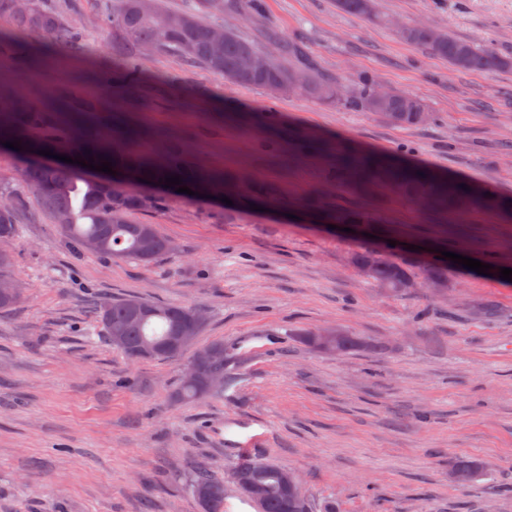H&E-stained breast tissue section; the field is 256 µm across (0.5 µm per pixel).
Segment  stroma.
Here are the masks:
<instances>
[{"label": "stroma", "instance_id": "35a3bbf8", "mask_svg": "<svg viewBox=\"0 0 512 512\" xmlns=\"http://www.w3.org/2000/svg\"><path fill=\"white\" fill-rule=\"evenodd\" d=\"M70 6L77 48L44 46L0 17L1 35L42 58L26 68L0 53V90L91 102L109 123L151 131L144 149L188 145L208 167L278 194L256 211L138 186L148 204L130 220L172 245L147 267L75 254L0 146V187L25 199L10 246L23 298L0 313V512H201L188 486L201 466L223 478L224 512H257L231 480L246 455L292 472L310 512H512V282L455 265L445 288L388 293L352 262L383 233L395 243L388 258L414 272L454 248L512 266V218L478 206L436 214L379 189L362 201L331 181L329 158L297 148L314 136L349 142L512 197V68L458 70L392 27L424 22L512 57V0H376L375 21L336 0L209 16L261 48L272 35L298 43L349 89L371 78L423 99L433 118L419 127L233 82L177 55L145 57L129 101L101 80L124 63L103 0ZM313 194L373 221L328 228L305 206ZM132 295L203 312L197 344L223 342L222 389L176 401L189 355L132 362L112 347L96 307ZM330 326L382 347L327 353L293 335ZM461 457L482 464L479 485L449 481Z\"/></svg>", "mask_w": 512, "mask_h": 512}]
</instances>
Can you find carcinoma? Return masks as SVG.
<instances>
[{"instance_id":"obj_1","label":"carcinoma","mask_w":512,"mask_h":512,"mask_svg":"<svg viewBox=\"0 0 512 512\" xmlns=\"http://www.w3.org/2000/svg\"><path fill=\"white\" fill-rule=\"evenodd\" d=\"M231 11L229 0H200V9L187 8L172 11L162 5V0H105L102 20L112 26V38L118 51L124 53L121 68L105 76L107 85L119 82L128 95L137 97L143 86V76L136 61L149 54L155 57L177 54L191 63L202 64L211 71L243 84L266 88L273 92L300 89L309 96L327 103H349L367 112H374L397 126H422L430 120L428 105L413 96L387 92L381 99L374 96L373 82L364 81L355 95H348L344 86L319 74L306 59L299 47L279 36L269 42L272 51L264 53L250 39L235 28L224 26V42L220 53H215L213 30L201 13L224 14ZM0 15L10 16L17 29L32 33L49 43L65 47L81 42L78 28L66 21L62 14L40 5L39 0H0ZM400 37L408 43L425 48L434 55L448 58L455 67L463 70H497L512 64L498 55L488 44L477 45L470 41L442 35L433 39L430 27L421 24L405 25L399 29ZM262 57L261 68L249 71L242 65L245 55ZM68 112H46L40 107H18L0 111V142L18 141L22 147L31 142L43 148L72 154L80 160L94 159V164L112 163V167L132 172L135 178L157 183L159 179L178 175L182 186L197 191L204 187L222 192L232 190L236 178L204 168L196 163L190 152L172 146L162 156L143 154L137 143L141 132L121 127H104L91 115L93 105L67 102ZM336 168L332 176L365 190L380 185L392 188L414 202L424 201L434 211L460 212L479 203L484 207L503 212L512 210V200L500 197L491 186L462 188L463 181L438 176L408 165H400L390 158L375 153H364L349 144H336ZM90 169L77 165L53 168L34 160L23 170L25 183L40 197L42 206L61 225L64 236L78 252H85L84 242L100 234L107 236L101 253L114 257L135 259L149 264L168 252L167 241L153 233L148 254L141 253L138 225L128 219V213L145 205L143 198L126 187L108 188L94 177ZM0 203L8 206L0 217V253H8L3 245L13 241L19 233L18 211L24 198L18 194L0 191ZM335 224H369L371 219L360 209H337L329 212ZM373 250H363L352 257L353 264L364 271L375 286L396 292L395 284L413 275L405 266L382 256L372 259ZM420 276L429 282H443L448 269L442 257L437 256L422 266ZM139 301L152 309L146 317H134L130 303ZM191 309L177 304H157L138 296L113 300L98 310V318L105 334L120 325L126 336L122 353L130 358L132 352L146 342H162L174 334L177 324L186 319ZM381 345L356 336L345 335L337 346L338 353L374 351ZM191 361L199 364L200 379L194 384L180 382L176 398L194 402L207 394L206 382L212 375L224 374V355L214 359L200 357L194 351ZM451 467L458 470L463 480L459 488H470L482 476L481 465L467 458L455 459ZM283 469L263 460H249L234 471L235 483L247 477L264 487L262 496L255 501L258 512H308L303 494L291 497L282 487ZM203 512H224V481L209 472L197 471L189 484Z\"/></svg>"}]
</instances>
